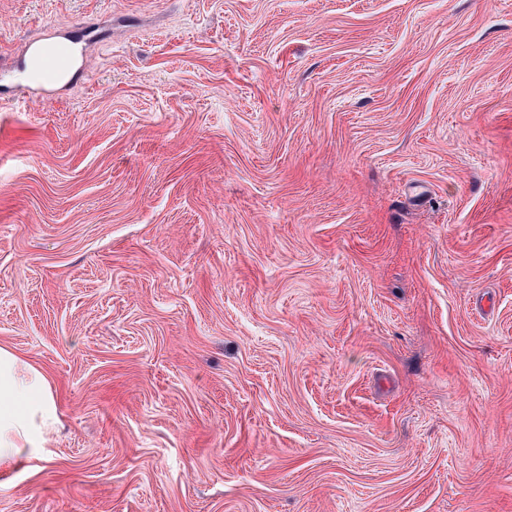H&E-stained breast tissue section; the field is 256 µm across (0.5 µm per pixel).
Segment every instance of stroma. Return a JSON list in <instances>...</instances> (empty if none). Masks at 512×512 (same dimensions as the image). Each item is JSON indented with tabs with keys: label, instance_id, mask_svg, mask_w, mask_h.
<instances>
[{
	"label": "stroma",
	"instance_id": "obj_1",
	"mask_svg": "<svg viewBox=\"0 0 512 512\" xmlns=\"http://www.w3.org/2000/svg\"><path fill=\"white\" fill-rule=\"evenodd\" d=\"M0 347V512H512V0H0ZM43 47L45 48V58L54 61V63L51 65L42 66L34 73L33 79L34 83L37 85H44L52 82L55 79L61 65L58 60V53L55 50V45L44 43ZM57 407L40 369L0 347V469L45 462L48 437L56 430Z\"/></svg>",
	"mask_w": 512,
	"mask_h": 512
}]
</instances>
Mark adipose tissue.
<instances>
[{
  "mask_svg": "<svg viewBox=\"0 0 512 512\" xmlns=\"http://www.w3.org/2000/svg\"><path fill=\"white\" fill-rule=\"evenodd\" d=\"M58 423L51 386L40 369L0 347V469L46 461Z\"/></svg>",
  "mask_w": 512,
  "mask_h": 512,
  "instance_id": "adipose-tissue-1",
  "label": "adipose tissue"
}]
</instances>
